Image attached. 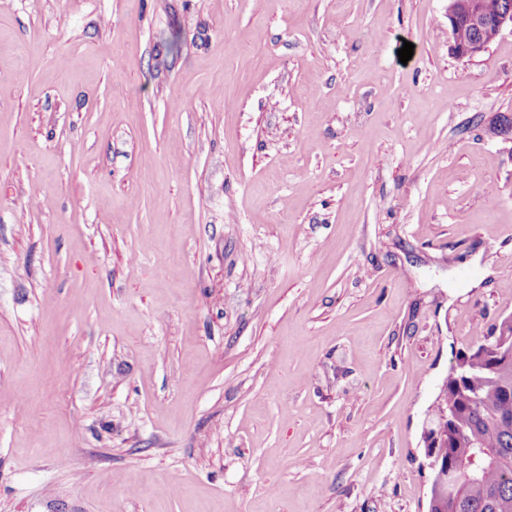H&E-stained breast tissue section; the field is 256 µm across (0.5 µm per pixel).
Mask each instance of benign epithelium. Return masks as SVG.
<instances>
[{
    "mask_svg": "<svg viewBox=\"0 0 512 512\" xmlns=\"http://www.w3.org/2000/svg\"><path fill=\"white\" fill-rule=\"evenodd\" d=\"M448 23L456 56L473 58L489 48L505 25H512V9L491 14L484 0H448Z\"/></svg>",
    "mask_w": 512,
    "mask_h": 512,
    "instance_id": "1",
    "label": "benign epithelium"
}]
</instances>
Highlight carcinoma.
I'll return each mask as SVG.
<instances>
[{
	"mask_svg": "<svg viewBox=\"0 0 512 512\" xmlns=\"http://www.w3.org/2000/svg\"><path fill=\"white\" fill-rule=\"evenodd\" d=\"M423 442L455 478L449 493L429 488L428 512H512V318L459 354Z\"/></svg>",
	"mask_w": 512,
	"mask_h": 512,
	"instance_id": "1",
	"label": "carcinoma"
}]
</instances>
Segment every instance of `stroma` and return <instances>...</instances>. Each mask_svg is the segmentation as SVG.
Segmentation results:
<instances>
[{
    "instance_id": "1",
    "label": "stroma",
    "mask_w": 512,
    "mask_h": 512,
    "mask_svg": "<svg viewBox=\"0 0 512 512\" xmlns=\"http://www.w3.org/2000/svg\"><path fill=\"white\" fill-rule=\"evenodd\" d=\"M451 44L448 0L0 9V512H428L512 315V28Z\"/></svg>"
}]
</instances>
